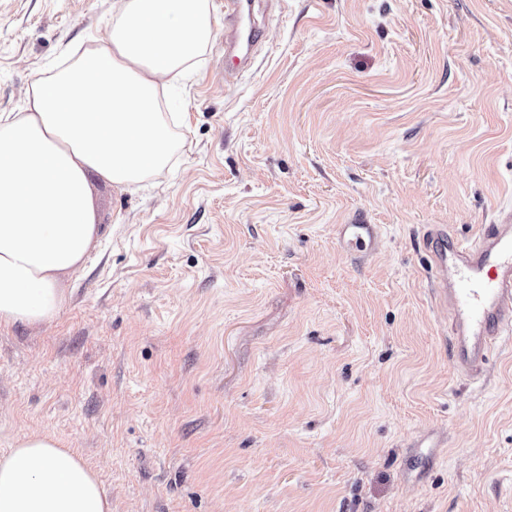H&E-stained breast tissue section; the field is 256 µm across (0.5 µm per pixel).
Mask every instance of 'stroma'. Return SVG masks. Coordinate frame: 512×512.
Here are the masks:
<instances>
[{
  "label": "stroma",
  "instance_id": "obj_1",
  "mask_svg": "<svg viewBox=\"0 0 512 512\" xmlns=\"http://www.w3.org/2000/svg\"><path fill=\"white\" fill-rule=\"evenodd\" d=\"M114 0H0V113ZM153 184L89 174L98 239L54 320L0 328V452L78 450L112 512H512V340L449 356L424 234L512 208V0H254ZM378 225L373 253L339 227Z\"/></svg>",
  "mask_w": 512,
  "mask_h": 512
}]
</instances>
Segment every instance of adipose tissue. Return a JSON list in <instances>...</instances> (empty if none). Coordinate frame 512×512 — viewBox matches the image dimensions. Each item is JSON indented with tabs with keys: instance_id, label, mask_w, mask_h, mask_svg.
<instances>
[{
	"instance_id": "1",
	"label": "adipose tissue",
	"mask_w": 512,
	"mask_h": 512,
	"mask_svg": "<svg viewBox=\"0 0 512 512\" xmlns=\"http://www.w3.org/2000/svg\"><path fill=\"white\" fill-rule=\"evenodd\" d=\"M105 37L36 74L0 114V327L52 321L98 233L89 174L120 191L184 146L161 108L218 34L213 0H117ZM0 512H112L95 470L54 434L0 456Z\"/></svg>"
}]
</instances>
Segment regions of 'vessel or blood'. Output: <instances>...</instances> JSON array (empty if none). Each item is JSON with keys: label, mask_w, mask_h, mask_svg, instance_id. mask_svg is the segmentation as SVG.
<instances>
[{"label": "vessel or blood", "mask_w": 512, "mask_h": 512, "mask_svg": "<svg viewBox=\"0 0 512 512\" xmlns=\"http://www.w3.org/2000/svg\"><path fill=\"white\" fill-rule=\"evenodd\" d=\"M241 11L242 0H225V31L231 39L259 44L261 28L241 26ZM376 237V225L358 221L339 230L340 242L359 249ZM427 239L431 264L438 273L435 293L452 319L454 366L477 373L500 339L512 335V210L500 213L471 242L449 241L438 225L429 228Z\"/></svg>", "instance_id": "1"}]
</instances>
